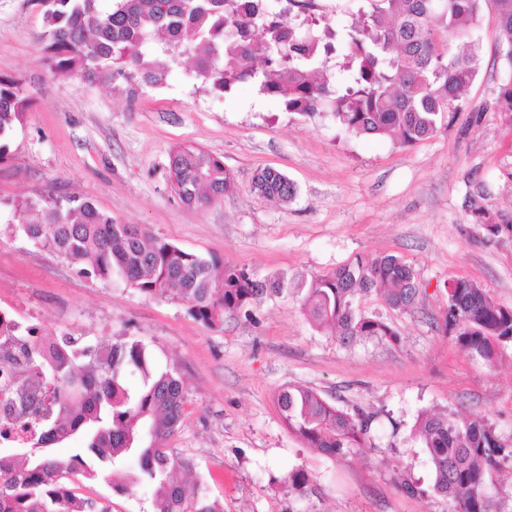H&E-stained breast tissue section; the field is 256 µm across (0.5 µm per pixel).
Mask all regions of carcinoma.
Segmentation results:
<instances>
[{
  "label": "carcinoma",
  "instance_id": "cac0c4a2",
  "mask_svg": "<svg viewBox=\"0 0 512 512\" xmlns=\"http://www.w3.org/2000/svg\"><path fill=\"white\" fill-rule=\"evenodd\" d=\"M34 2L42 19L40 49L61 80L110 82L134 72L143 84L161 86L176 57L193 48V72L212 91L229 93L253 82L288 112H328L350 133L393 138L405 147L432 137L445 118L468 107L464 94L481 56L473 32L486 8L496 16L502 58L512 69V0H371V12L350 25L309 11L308 0H288L304 15L298 23L267 12L261 0H112L107 10L99 0ZM458 37L469 39L462 52L451 49ZM333 58L339 80L326 73ZM497 105L512 112V77L501 85ZM27 109L21 82L0 77V161ZM169 178L190 207L209 206L236 188L224 162L194 146L171 151ZM253 190L282 203L296 194L293 182L271 168L254 176ZM11 209L17 217L11 230L80 265L85 276L108 281L117 273L143 294L182 303L209 328L248 312L267 292L266 283L246 270L226 265L220 272L218 259L187 252L140 225L117 224L80 197L25 199ZM473 216L493 235L512 230L481 209ZM420 288L415 270L401 258L358 257L312 279L303 306L342 345L358 338L395 342L397 331L361 312L355 301L374 292L404 311ZM445 288V331L464 351L491 363L500 348L512 346V308L495 304L470 279ZM36 331L19 322L7 331L8 353L25 360L17 371L16 422L36 420L39 433L30 450L0 456V512H108L77 497L63 480H96L128 468L133 482L154 489L153 512H221L200 483L173 478V471L192 468L166 448L184 404L174 371L153 372L138 341L101 345L63 336L45 356L31 339ZM128 367L141 374L136 390L123 377ZM276 400L284 423L308 448L338 457L370 438L373 416L350 414L309 388L288 386ZM416 430L434 472L433 489L448 499L449 512H498L489 486L501 461L512 459V443L485 421L446 413L421 414ZM73 439L80 447L68 458L54 454Z\"/></svg>",
  "mask_w": 512,
  "mask_h": 512
}]
</instances>
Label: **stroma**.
<instances>
[{
  "mask_svg": "<svg viewBox=\"0 0 512 512\" xmlns=\"http://www.w3.org/2000/svg\"><path fill=\"white\" fill-rule=\"evenodd\" d=\"M41 30L32 0H0V76L21 79L32 100L0 161V309L48 338L141 341L156 369L174 370L185 404L168 445L192 463L174 476L199 481L224 512H448L416 439L418 416L485 419L512 438V347L488 364L444 329L445 286L458 278L512 307V112L497 107L505 66L494 13L484 11L474 33L482 53L467 110L410 147L348 133L326 112L286 111L254 84L209 91L187 54L158 87L134 76L61 81L43 59ZM180 145L220 157L236 190L203 209L185 206L168 173ZM267 167L294 182L292 202L254 193L253 177ZM47 195L89 199L116 223L281 288L223 329L207 328L178 302L146 296L117 274L85 277L7 229L11 202ZM477 207L504 232L473 223ZM386 254L417 272L415 304L397 311L370 293L358 306L399 339L341 345L306 316V289L357 257ZM288 385L373 415V438L340 458L305 447L277 406ZM298 470L308 477L302 494L280 485ZM74 491L110 512H152L151 491L126 474Z\"/></svg>",
  "mask_w": 512,
  "mask_h": 512,
  "instance_id": "1",
  "label": "stroma"
}]
</instances>
